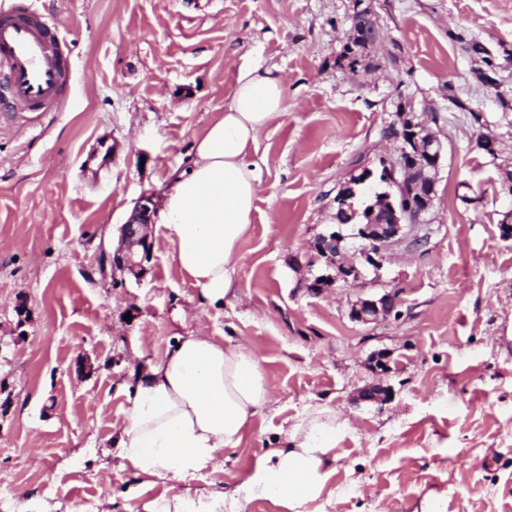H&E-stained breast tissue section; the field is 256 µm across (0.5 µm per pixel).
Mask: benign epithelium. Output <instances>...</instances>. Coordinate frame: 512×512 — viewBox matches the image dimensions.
I'll return each instance as SVG.
<instances>
[{
    "instance_id": "obj_1",
    "label": "benign epithelium",
    "mask_w": 512,
    "mask_h": 512,
    "mask_svg": "<svg viewBox=\"0 0 512 512\" xmlns=\"http://www.w3.org/2000/svg\"><path fill=\"white\" fill-rule=\"evenodd\" d=\"M366 21L372 22L371 41L375 43L380 39V33L370 10L360 9L353 15V31L360 30ZM393 139L397 143L398 156L387 166L385 184L402 186L407 183L411 194L397 202L389 196L382 199L381 206H369L365 224H339L316 234L311 248L325 260V268L318 274L310 273L304 280L303 288L308 293L319 295L325 287L338 282L355 284L366 278V271H378L400 242L408 240L414 245L420 241L416 230L427 223L426 214L434 206L442 146L428 132V120L423 114L415 121L403 119ZM371 182L373 174L368 171L359 179L357 187L346 184L338 197L337 208L354 218L358 210L353 199L365 195ZM155 213L154 195L141 197L121 225V247L112 255H103V262L126 269L138 277L145 275L146 263L151 260L153 251L147 227L154 223ZM398 305V292L385 290L352 302L349 316L356 322L371 324L399 314ZM388 398V391L381 387H369L357 395V399L364 402H385Z\"/></svg>"
}]
</instances>
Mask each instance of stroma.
Instances as JSON below:
<instances>
[{
  "mask_svg": "<svg viewBox=\"0 0 512 512\" xmlns=\"http://www.w3.org/2000/svg\"><path fill=\"white\" fill-rule=\"evenodd\" d=\"M30 3L75 70L59 110L0 116V512H146L203 492L218 512H283L238 487L316 408L339 429L310 512H512V240L499 230L512 224V0ZM359 3L382 39L352 69L339 57ZM471 39L492 51L496 87ZM252 64L279 69L286 110L253 156L234 295L200 306L157 223L145 277L103 270L136 202L163 196ZM402 112L427 113L444 147L427 243L308 294L311 239L350 176L395 155ZM386 288L400 316L349 318ZM188 333L255 347L273 397L201 479L136 476L111 448L126 421L117 386ZM372 384L390 399L354 404Z\"/></svg>",
  "mask_w": 512,
  "mask_h": 512,
  "instance_id": "obj_1",
  "label": "stroma"
}]
</instances>
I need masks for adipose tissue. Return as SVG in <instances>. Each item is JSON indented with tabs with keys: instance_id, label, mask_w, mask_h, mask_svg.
<instances>
[{
	"instance_id": "obj_1",
	"label": "adipose tissue",
	"mask_w": 512,
	"mask_h": 512,
	"mask_svg": "<svg viewBox=\"0 0 512 512\" xmlns=\"http://www.w3.org/2000/svg\"><path fill=\"white\" fill-rule=\"evenodd\" d=\"M281 75L242 69L221 115L196 138L189 165L169 176L159 222L181 272L213 305L232 288L238 248L252 224L261 183L252 160L261 132L284 112ZM123 384L127 424L112 444L137 473L190 482L238 447L271 397L259 357L244 344L176 336L165 354ZM336 420L317 410L293 424L288 445L260 455L240 485L285 512H309L329 476Z\"/></svg>"
}]
</instances>
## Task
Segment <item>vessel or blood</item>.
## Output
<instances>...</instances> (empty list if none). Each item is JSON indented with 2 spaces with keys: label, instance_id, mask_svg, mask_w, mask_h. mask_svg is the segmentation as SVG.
<instances>
[{
  "label": "vessel or blood",
  "instance_id": "1",
  "mask_svg": "<svg viewBox=\"0 0 512 512\" xmlns=\"http://www.w3.org/2000/svg\"><path fill=\"white\" fill-rule=\"evenodd\" d=\"M73 64L54 22L30 10L28 0H14L0 11V75L12 106L48 112L66 96Z\"/></svg>",
  "mask_w": 512,
  "mask_h": 512
}]
</instances>
